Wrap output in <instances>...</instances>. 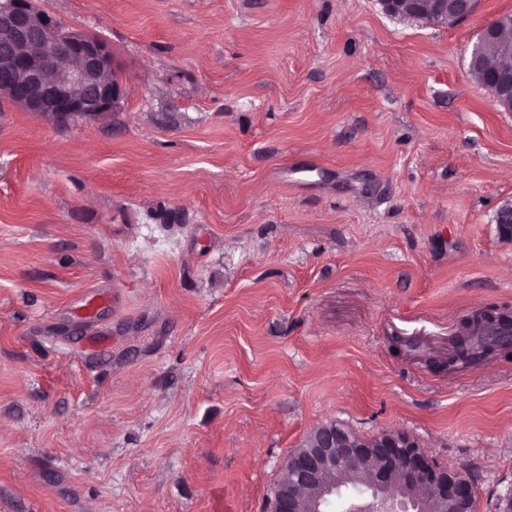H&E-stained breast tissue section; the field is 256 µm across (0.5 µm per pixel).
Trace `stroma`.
<instances>
[{
    "instance_id": "obj_1",
    "label": "stroma",
    "mask_w": 512,
    "mask_h": 512,
    "mask_svg": "<svg viewBox=\"0 0 512 512\" xmlns=\"http://www.w3.org/2000/svg\"><path fill=\"white\" fill-rule=\"evenodd\" d=\"M120 107L0 99V512H265L317 427L403 431L512 495V112L469 71L512 0H34ZM96 315H78L84 302ZM392 17H407L430 25L460 21L473 8L472 0H378ZM506 32H512V16L498 19L494 23L485 27L479 35L480 42L474 43L471 53H475L476 57H478L480 43H485L487 41L492 42L500 38ZM508 327L510 332L505 334L503 328ZM512 325L510 322L490 321L475 325L460 344L457 359L462 362L482 360L481 353L492 346H501L503 349L511 345Z\"/></svg>"
}]
</instances>
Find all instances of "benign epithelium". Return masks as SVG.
Instances as JSON below:
<instances>
[{
    "instance_id": "1",
    "label": "benign epithelium",
    "mask_w": 512,
    "mask_h": 512,
    "mask_svg": "<svg viewBox=\"0 0 512 512\" xmlns=\"http://www.w3.org/2000/svg\"><path fill=\"white\" fill-rule=\"evenodd\" d=\"M392 17H407L430 25L457 22L473 8V0H379ZM512 32V16L485 27L472 52ZM115 63L108 44L88 34L69 32L52 21L32 0H0V97L14 107L54 121L92 119L119 107L120 91ZM482 86L491 88L495 104L512 112V54L501 57L484 72ZM500 233L512 237V200L498 207ZM374 450L379 459L364 494L388 506L390 512H421L432 492L439 512H469L473 483L458 468L437 469L419 444L405 432H390L376 441H357L334 424L312 446L288 455L285 469L298 473L304 483L317 488L306 499L283 480L267 512H329L339 486L327 479L347 470ZM413 485L418 493L402 497L401 488Z\"/></svg>"
}]
</instances>
